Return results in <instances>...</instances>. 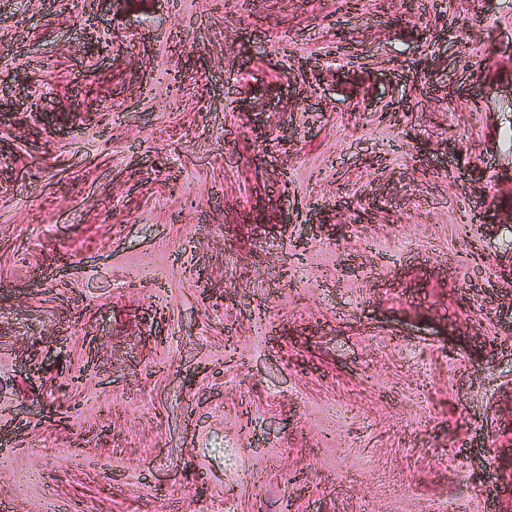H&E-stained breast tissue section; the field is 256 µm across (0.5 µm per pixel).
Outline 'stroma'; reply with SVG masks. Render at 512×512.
<instances>
[{
	"instance_id": "35a3bbf8",
	"label": "stroma",
	"mask_w": 512,
	"mask_h": 512,
	"mask_svg": "<svg viewBox=\"0 0 512 512\" xmlns=\"http://www.w3.org/2000/svg\"><path fill=\"white\" fill-rule=\"evenodd\" d=\"M1 449L0 512H512V0H0Z\"/></svg>"
}]
</instances>
